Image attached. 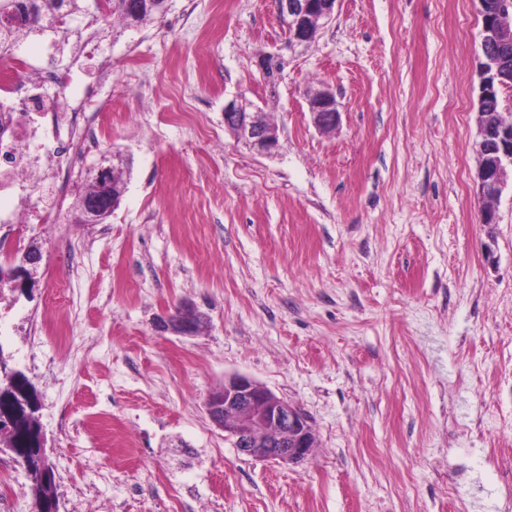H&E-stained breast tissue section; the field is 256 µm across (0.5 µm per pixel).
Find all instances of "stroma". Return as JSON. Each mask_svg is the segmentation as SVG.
Listing matches in <instances>:
<instances>
[{
  "instance_id": "35a3bbf8",
  "label": "stroma",
  "mask_w": 512,
  "mask_h": 512,
  "mask_svg": "<svg viewBox=\"0 0 512 512\" xmlns=\"http://www.w3.org/2000/svg\"><path fill=\"white\" fill-rule=\"evenodd\" d=\"M479 0H338L276 87L274 0H169L113 25L98 86L121 153L104 223L5 226L0 355L35 385L59 512H512V188L485 224ZM338 123L314 125L313 93ZM241 97L279 128L257 154ZM189 301L192 336L159 325ZM242 374L301 407L316 450L239 454L204 403ZM0 512H34L0 454ZM287 61L279 48L276 52H265L258 55L256 66L261 72L264 81L270 86L275 87L285 68ZM310 111L314 123L320 130H329L335 126L339 112L336 108V98L328 91H319L309 99ZM250 104L237 97L224 104V127L250 148L264 155L279 149L278 128L268 122L263 112H251Z\"/></svg>"
}]
</instances>
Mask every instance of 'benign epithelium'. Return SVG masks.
Listing matches in <instances>:
<instances>
[{"label": "benign epithelium", "instance_id": "benign-epithelium-1", "mask_svg": "<svg viewBox=\"0 0 512 512\" xmlns=\"http://www.w3.org/2000/svg\"><path fill=\"white\" fill-rule=\"evenodd\" d=\"M338 0H276L277 10L287 20L288 50L308 45L319 28L333 19ZM482 61L477 107L480 137V191L485 197L501 195L512 170V115L500 122L492 105L500 102L499 90L512 83V27L482 21ZM287 61L281 51L258 55L256 66L264 81L275 87ZM315 125L321 130L335 126L339 112L336 98L319 91L309 99ZM224 127L250 148L264 155L279 149L278 128L261 112L250 111V104L233 98L224 104ZM105 203L95 202L74 217L77 224H102L118 206L121 196L109 179L96 183ZM203 314L191 302H184L180 312L160 320V326L181 335L194 333ZM211 422L233 440L237 451L245 456L300 464L314 452L315 430L311 418L301 408L278 397L271 390L243 375L224 380L205 404Z\"/></svg>", "mask_w": 512, "mask_h": 512}]
</instances>
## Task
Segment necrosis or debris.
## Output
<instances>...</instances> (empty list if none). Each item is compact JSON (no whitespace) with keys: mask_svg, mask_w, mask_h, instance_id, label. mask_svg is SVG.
<instances>
[{"mask_svg":"<svg viewBox=\"0 0 512 512\" xmlns=\"http://www.w3.org/2000/svg\"><path fill=\"white\" fill-rule=\"evenodd\" d=\"M99 31L95 19L82 26L40 29L50 56L74 50L80 68L97 59ZM61 80L51 61L32 64L10 46L0 47V106L10 97L18 99L9 138L0 140V198L14 202L0 207V225L60 223L63 200L85 149L111 117L95 86H86L71 101L60 91Z\"/></svg>","mask_w":512,"mask_h":512,"instance_id":"obj_1","label":"necrosis or debris"}]
</instances>
